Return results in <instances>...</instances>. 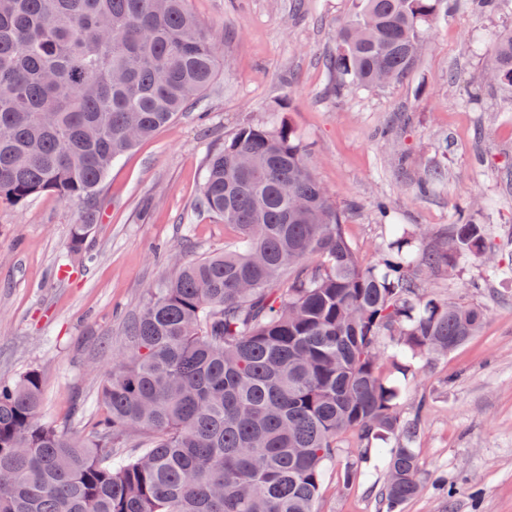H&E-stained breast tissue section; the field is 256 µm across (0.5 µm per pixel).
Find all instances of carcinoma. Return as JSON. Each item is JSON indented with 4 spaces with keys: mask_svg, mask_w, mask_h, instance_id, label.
Wrapping results in <instances>:
<instances>
[{
    "mask_svg": "<svg viewBox=\"0 0 512 512\" xmlns=\"http://www.w3.org/2000/svg\"><path fill=\"white\" fill-rule=\"evenodd\" d=\"M448 5L353 0L336 27L337 89L405 78ZM220 61L186 0H0V204L83 203L79 249L112 163L198 98ZM491 68L512 93L511 30ZM199 205L237 245L155 284L89 437L44 421L38 372L0 384V512H317L345 433L358 451L343 484L381 464L383 512H402L426 479L404 383L486 317L424 293L418 273L483 256L485 227L453 225L445 254L396 224L364 263L283 121L242 125L209 158Z\"/></svg>",
    "mask_w": 512,
    "mask_h": 512,
    "instance_id": "1",
    "label": "carcinoma"
}]
</instances>
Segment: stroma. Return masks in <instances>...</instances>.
<instances>
[{
	"label": "stroma",
	"mask_w": 512,
	"mask_h": 512,
	"mask_svg": "<svg viewBox=\"0 0 512 512\" xmlns=\"http://www.w3.org/2000/svg\"><path fill=\"white\" fill-rule=\"evenodd\" d=\"M222 48L219 72L174 121L116 162L98 195L99 217L81 251L69 249L81 208L55 193L0 206V382L37 371L46 422L88 435L106 414L99 393L124 323L179 260L234 248L237 232L196 200L213 153L238 128L289 123L341 211L359 257L376 262L389 227L421 248L448 244L453 224L488 230L484 258L426 271L425 291L487 311L481 332L422 362L400 402L421 408L416 442L424 482L404 512H512V95L484 81L493 42L512 13L455 0L423 35L412 72L383 88L337 91L326 61L351 0H187ZM456 82H449V74ZM432 170L443 179L427 192ZM388 209L379 212L378 199ZM324 478L317 512H379L383 469L343 485Z\"/></svg>",
	"instance_id": "stroma-1"
}]
</instances>
